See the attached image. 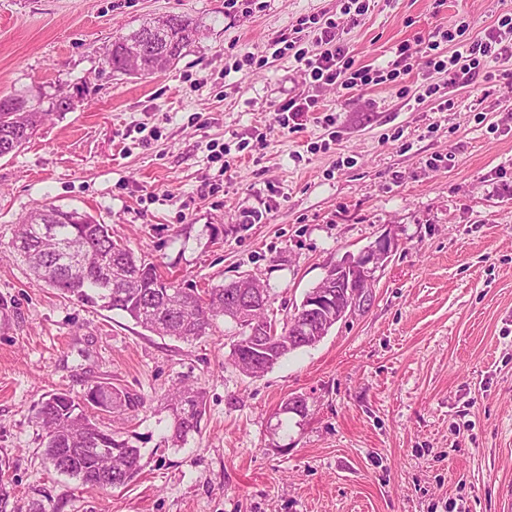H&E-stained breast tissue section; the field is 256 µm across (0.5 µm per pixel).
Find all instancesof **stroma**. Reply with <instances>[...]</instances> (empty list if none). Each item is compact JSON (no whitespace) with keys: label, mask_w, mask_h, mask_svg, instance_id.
<instances>
[{"label":"stroma","mask_w":512,"mask_h":512,"mask_svg":"<svg viewBox=\"0 0 512 512\" xmlns=\"http://www.w3.org/2000/svg\"><path fill=\"white\" fill-rule=\"evenodd\" d=\"M0 0V96L74 98L0 158V478L7 512H512V82L483 76L426 96L442 74L315 87L275 43L303 15L336 19L357 65L400 44L483 36L512 0ZM178 14L199 27L170 69L107 77L113 38ZM265 56L256 66L250 55ZM309 90L320 109L282 129ZM335 125H327L326 115ZM224 147L216 156V147ZM86 211L166 278L204 292L248 274L285 320L329 264L381 235L397 249L368 305L258 376L217 319L185 343L38 279L12 247L32 209ZM262 213L240 223L241 211ZM100 382L141 396L98 425L140 448L126 486L80 485L43 456L47 395ZM206 394L172 445L169 389ZM302 397L304 412H283ZM317 108H319L318 100L313 95L295 94L279 104L275 110L276 121L283 129L288 128V131L290 129L293 131L297 128L296 126L303 125L299 121H302V117L307 112H316Z\"/></svg>","instance_id":"obj_1"}]
</instances>
